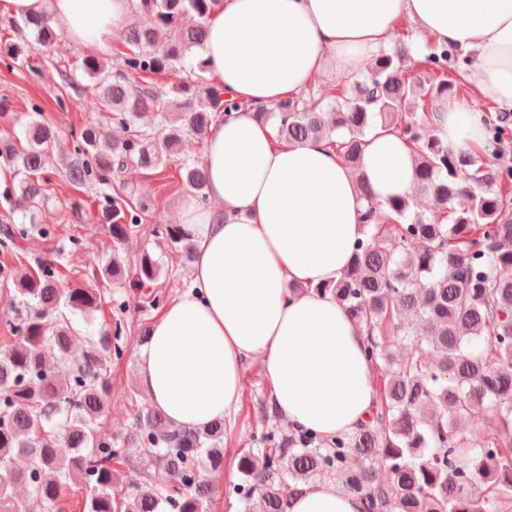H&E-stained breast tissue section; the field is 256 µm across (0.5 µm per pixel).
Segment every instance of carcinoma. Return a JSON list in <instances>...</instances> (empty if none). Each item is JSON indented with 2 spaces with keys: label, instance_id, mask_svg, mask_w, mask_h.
<instances>
[{
  "label": "carcinoma",
  "instance_id": "1",
  "mask_svg": "<svg viewBox=\"0 0 512 512\" xmlns=\"http://www.w3.org/2000/svg\"><path fill=\"white\" fill-rule=\"evenodd\" d=\"M209 9V0H137L119 67L93 55L83 59L95 109L125 130V138H111L106 126L91 120L76 135L74 158L58 169L50 152L55 130L40 121L27 125L25 143L0 141V159L21 176L18 187L0 192L8 212L1 246L13 250L28 237L57 170L76 187L100 189L98 216L112 238V261L88 263L87 279L138 290L157 281L159 262L149 252L132 271L119 260L126 241L150 219L149 208L109 190L130 165L162 177L184 135L205 143L213 114L235 108L205 77V60L185 67L188 53L208 36ZM10 27L34 41L6 45V56L38 74L27 58L33 45L47 50L58 39L52 18L42 12L13 19ZM409 53L400 44L382 52L352 86L323 89L327 112L291 99L258 113L276 127L277 138L323 140L353 167L368 133L398 131L416 146L415 192L428 193L433 207L414 213L409 201L394 199L384 224L368 209L361 215L364 238L342 277L317 287L363 327L371 365L384 378L369 421L329 438L308 430L262 434L259 448L238 461L236 494L244 512H290L293 499L323 474L358 497L363 512H499L500 499L512 498V224L501 221L512 205L501 189L512 169L488 160L512 124L500 116L487 125L477 150H451L425 133L437 102L461 90L471 56L435 45L413 71L406 65ZM180 71L185 76L171 91L154 85L153 77ZM450 73L456 80L448 79ZM147 114L154 123L138 124ZM177 189L206 202L204 168L182 161ZM151 232L192 260L194 244L180 226L154 224ZM58 265L52 254L20 278L0 265V281L13 283L21 306L13 327L17 340L0 352V512H30L14 495L18 485L32 489L43 512H60L63 489L74 480L86 490L83 512H161L164 504L170 512H206L205 472L224 462L222 420L183 431L154 407L139 410L135 444L171 481L112 494V459L121 448L98 435L97 420L108 368L123 355L124 326L119 318L102 326L75 357L74 317L112 303V292L65 287ZM389 335L410 341L415 352L395 359ZM476 408L496 416L489 437H472L458 426V418ZM353 456L380 460L385 473L373 465L353 467Z\"/></svg>",
  "mask_w": 512,
  "mask_h": 512
}]
</instances>
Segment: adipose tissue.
I'll return each mask as SVG.
<instances>
[{
  "label": "adipose tissue",
  "instance_id": "ef3b65f1",
  "mask_svg": "<svg viewBox=\"0 0 512 512\" xmlns=\"http://www.w3.org/2000/svg\"><path fill=\"white\" fill-rule=\"evenodd\" d=\"M135 0H0V15L49 12L77 44L107 49ZM473 58L474 99L437 104L434 135L481 144L486 110L512 112V0H211L201 51L208 75L239 103L217 115L203 154L207 207L185 197L178 221L196 245L186 290L166 304L140 352V385L174 428L232 423L248 360L260 363L273 411L328 437L368 420L379 399L365 334L319 284L338 280L368 205L412 196L415 154L397 133L366 136L358 167L320 140L278 141L256 118L311 82L356 74L401 17ZM335 481L312 485L291 512H360Z\"/></svg>",
  "mask_w": 512,
  "mask_h": 512
}]
</instances>
